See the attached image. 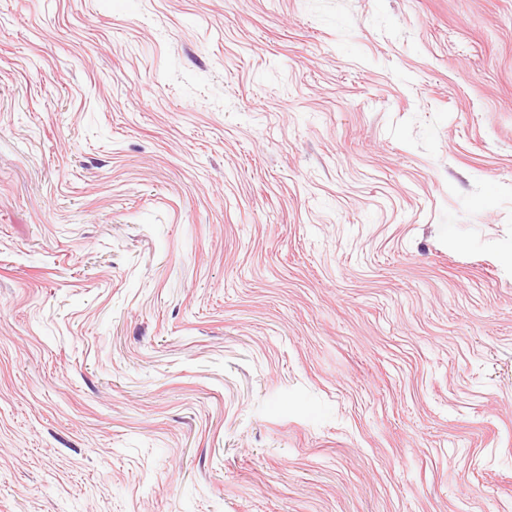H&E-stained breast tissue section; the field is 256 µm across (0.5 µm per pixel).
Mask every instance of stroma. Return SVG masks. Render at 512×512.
<instances>
[{
  "label": "stroma",
  "instance_id": "stroma-1",
  "mask_svg": "<svg viewBox=\"0 0 512 512\" xmlns=\"http://www.w3.org/2000/svg\"><path fill=\"white\" fill-rule=\"evenodd\" d=\"M0 512H512V0H0Z\"/></svg>",
  "mask_w": 512,
  "mask_h": 512
}]
</instances>
